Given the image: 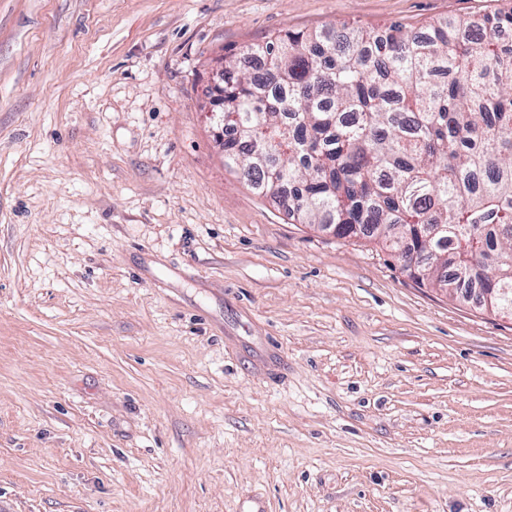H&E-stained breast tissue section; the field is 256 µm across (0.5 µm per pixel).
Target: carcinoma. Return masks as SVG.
I'll use <instances>...</instances> for the list:
<instances>
[{
  "mask_svg": "<svg viewBox=\"0 0 512 512\" xmlns=\"http://www.w3.org/2000/svg\"><path fill=\"white\" fill-rule=\"evenodd\" d=\"M512 11L415 32L345 23L270 35L218 75L224 165L298 224L389 243L466 299L512 260Z\"/></svg>",
  "mask_w": 512,
  "mask_h": 512,
  "instance_id": "obj_1",
  "label": "carcinoma"
}]
</instances>
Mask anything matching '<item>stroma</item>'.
Listing matches in <instances>:
<instances>
[{"instance_id": "stroma-1", "label": "stroma", "mask_w": 512, "mask_h": 512, "mask_svg": "<svg viewBox=\"0 0 512 512\" xmlns=\"http://www.w3.org/2000/svg\"><path fill=\"white\" fill-rule=\"evenodd\" d=\"M512 0H0V512H512V317L225 169L214 60Z\"/></svg>"}]
</instances>
